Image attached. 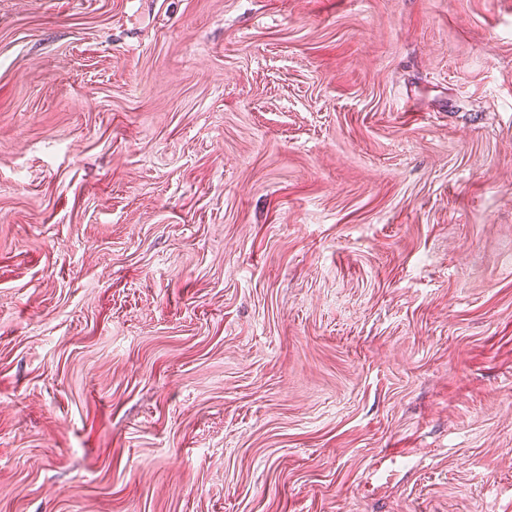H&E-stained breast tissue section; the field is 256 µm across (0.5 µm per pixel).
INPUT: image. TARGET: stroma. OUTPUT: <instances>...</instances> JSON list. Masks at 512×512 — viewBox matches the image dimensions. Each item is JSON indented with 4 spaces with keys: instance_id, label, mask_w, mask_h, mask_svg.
<instances>
[{
    "instance_id": "1",
    "label": "stroma",
    "mask_w": 512,
    "mask_h": 512,
    "mask_svg": "<svg viewBox=\"0 0 512 512\" xmlns=\"http://www.w3.org/2000/svg\"><path fill=\"white\" fill-rule=\"evenodd\" d=\"M0 512H512V0H0Z\"/></svg>"
}]
</instances>
